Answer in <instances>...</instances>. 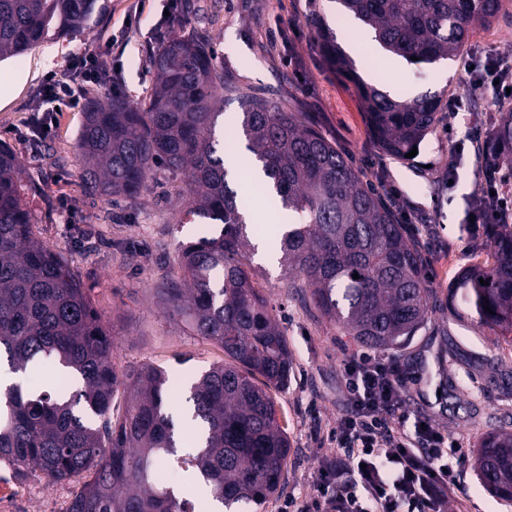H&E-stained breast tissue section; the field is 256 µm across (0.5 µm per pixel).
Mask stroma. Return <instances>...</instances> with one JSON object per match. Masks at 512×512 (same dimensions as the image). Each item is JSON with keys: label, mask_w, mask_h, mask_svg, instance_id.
<instances>
[{"label": "stroma", "mask_w": 512, "mask_h": 512, "mask_svg": "<svg viewBox=\"0 0 512 512\" xmlns=\"http://www.w3.org/2000/svg\"><path fill=\"white\" fill-rule=\"evenodd\" d=\"M191 24L205 32L224 59V80L265 94L311 124L359 170L386 202L392 203L409 238L424 257L430 315L412 342L395 356L421 376L403 395L409 421L429 419L465 450L458 463L460 492L448 498V512H512V504L491 496L475 467L486 433L512 428V336L478 324L448 306V290L463 268L490 260L494 224L469 223L487 160L480 141L499 119L482 91L463 81L465 58L450 60L452 75L440 80L435 64L392 68L388 57L371 55L367 66L382 86L402 97L430 91L445 104L467 97L469 109L442 122L421 143L414 159L381 152L351 82L331 70L316 39L317 26L338 32L335 0H185ZM166 0H109L106 13L83 35L46 40L17 59L0 63V85H13L0 99V142L17 154L27 198L38 216L36 231L71 262L94 308L112 329L118 369L153 363L170 379H192L223 360L216 344L193 335L183 319L166 309L160 295L180 278V243L197 240L199 225L182 223L181 195L187 175L156 169L136 198L92 199L83 189L75 149L82 114L56 117L53 135L25 139L38 120L46 77L63 71L77 55L98 51L112 34L126 30L125 45L114 46L123 87L132 101L146 97L152 75L146 55L157 47L153 24ZM469 50L512 55V6L490 27L478 31ZM464 140L470 164L449 183L452 146ZM280 320L292 360L287 390L275 393L279 420L290 450L285 485L263 512H284L290 497L310 492L312 463L331 453L325 432L346 414L342 363L362 348L340 335L335 324L313 316L280 265L257 258L248 266ZM75 483L47 485L42 474L17 476L0 464V512H66Z\"/></svg>", "instance_id": "35a3bbf8"}]
</instances>
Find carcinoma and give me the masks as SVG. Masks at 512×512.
Segmentation results:
<instances>
[{
	"label": "carcinoma",
	"instance_id": "carcinoma-1",
	"mask_svg": "<svg viewBox=\"0 0 512 512\" xmlns=\"http://www.w3.org/2000/svg\"><path fill=\"white\" fill-rule=\"evenodd\" d=\"M337 2L380 51L427 64L460 56L503 7V0ZM104 8L98 0H0V60L25 54L52 29L80 34ZM318 39L328 66L354 83L378 148L403 159L420 146L442 100L396 98L361 80L330 33L320 29ZM147 63L153 84L142 101L118 93L87 100L77 150L89 194L137 196L162 166L189 176L187 222L222 224L216 237L179 245L182 278L164 289L169 308L224 350V361L185 397L197 449L178 453L161 367L117 371L109 327L69 262L35 234L17 155L0 142V358L13 373L39 365L53 378L58 366L81 383L67 398L11 384L0 401V461L19 473L38 470L49 484L78 482L67 512L262 508L278 495L288 461L273 393L288 388L291 359L284 329L247 269L255 247L224 158L245 149L261 166L252 173L256 188L288 211L280 250L293 287L341 335L377 350L412 341L429 314L423 259L381 196L318 130L265 96L224 85V62L197 30L174 33L149 50ZM226 92L240 100L241 120L220 134L216 108ZM489 139L493 164L512 170V107ZM453 291L477 323L512 333V232L496 241L493 262L461 272ZM119 395L123 409L114 411ZM164 470L203 487L199 503L160 483ZM477 472L488 491L512 502L511 431L482 439Z\"/></svg>",
	"mask_w": 512,
	"mask_h": 512
}]
</instances>
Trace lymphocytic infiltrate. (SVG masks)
<instances>
[{
	"instance_id": "lymphocytic-infiltrate-1",
	"label": "lymphocytic infiltrate",
	"mask_w": 512,
	"mask_h": 512,
	"mask_svg": "<svg viewBox=\"0 0 512 512\" xmlns=\"http://www.w3.org/2000/svg\"><path fill=\"white\" fill-rule=\"evenodd\" d=\"M465 82L501 100L512 89V58L479 54ZM103 53H90L50 74L42 97L52 108L78 110L86 84L111 86ZM475 223L512 222V198L494 167L482 171ZM350 410L330 429L332 454L319 460L311 494L288 501L290 512H445L458 488L449 463L460 447L432 424L406 428L402 395L419 381L394 358L363 354L343 362Z\"/></svg>"
}]
</instances>
